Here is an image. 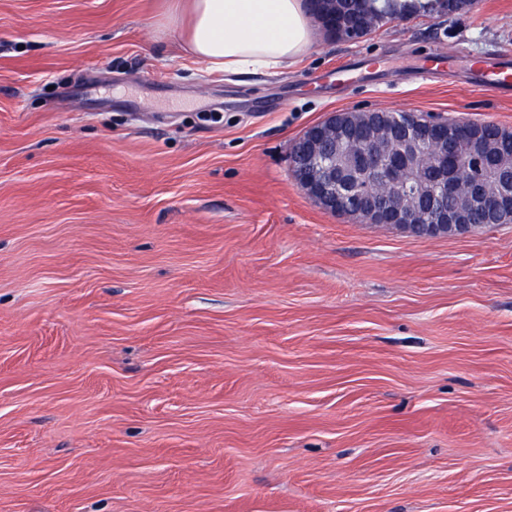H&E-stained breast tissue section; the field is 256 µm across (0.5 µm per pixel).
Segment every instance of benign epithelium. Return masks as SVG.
<instances>
[{"mask_svg":"<svg viewBox=\"0 0 512 512\" xmlns=\"http://www.w3.org/2000/svg\"><path fill=\"white\" fill-rule=\"evenodd\" d=\"M403 134L389 137L381 127L360 128L337 121L332 113L308 128L293 144L292 170L306 194L330 212L346 210L349 198L363 201L354 213L368 224H395L410 233L423 225L439 235L454 227L465 234L478 229L476 221L504 218L512 201V168L496 174L497 187L488 188L481 174L466 184L453 179L449 168L448 137L455 139L458 155L482 158L486 148L475 147L464 132L404 113ZM431 165L424 164L432 148ZM386 184L389 196L378 199L371 186Z\"/></svg>","mask_w":512,"mask_h":512,"instance_id":"obj_1","label":"benign epithelium"}]
</instances>
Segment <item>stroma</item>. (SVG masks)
I'll use <instances>...</instances> for the list:
<instances>
[{"instance_id":"1","label":"stroma","mask_w":512,"mask_h":512,"mask_svg":"<svg viewBox=\"0 0 512 512\" xmlns=\"http://www.w3.org/2000/svg\"><path fill=\"white\" fill-rule=\"evenodd\" d=\"M174 5L0 0V512H512V224L415 237L290 172L335 111L512 128L470 67L512 0L244 75Z\"/></svg>"}]
</instances>
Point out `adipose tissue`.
Returning <instances> with one entry per match:
<instances>
[{
    "mask_svg": "<svg viewBox=\"0 0 512 512\" xmlns=\"http://www.w3.org/2000/svg\"><path fill=\"white\" fill-rule=\"evenodd\" d=\"M186 15L189 52L232 74L283 70L315 39L305 0H189Z\"/></svg>",
    "mask_w": 512,
    "mask_h": 512,
    "instance_id": "obj_1",
    "label": "adipose tissue"
}]
</instances>
